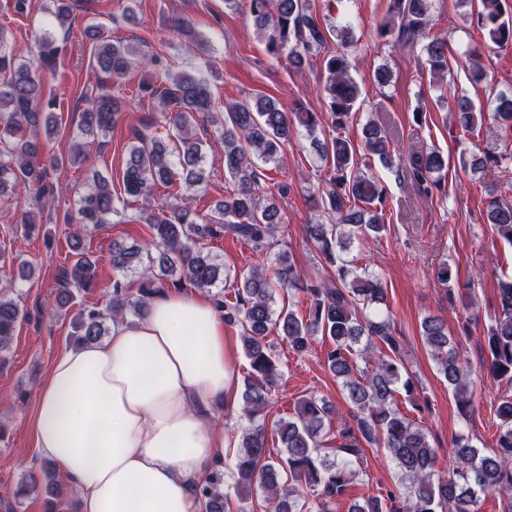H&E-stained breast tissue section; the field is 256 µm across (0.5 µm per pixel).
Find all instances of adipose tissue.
I'll use <instances>...</instances> for the list:
<instances>
[{"label": "adipose tissue", "instance_id": "1", "mask_svg": "<svg viewBox=\"0 0 512 512\" xmlns=\"http://www.w3.org/2000/svg\"><path fill=\"white\" fill-rule=\"evenodd\" d=\"M237 407L223 319L206 294L167 290L54 359L36 453L74 488V512H205L193 489L223 464L231 442L216 416Z\"/></svg>", "mask_w": 512, "mask_h": 512}]
</instances>
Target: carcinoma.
Here are the masks:
<instances>
[{
	"instance_id": "1",
	"label": "carcinoma",
	"mask_w": 512,
	"mask_h": 512,
	"mask_svg": "<svg viewBox=\"0 0 512 512\" xmlns=\"http://www.w3.org/2000/svg\"><path fill=\"white\" fill-rule=\"evenodd\" d=\"M75 0H52L48 29L40 36L38 52L30 61L18 53L0 24V198L13 195L16 184H26L36 199L53 191L49 171L62 160L48 149L58 134L56 98L45 95L42 76L55 74L65 55V42L55 31L68 30ZM249 17L265 44L266 52L285 57L301 71L310 57L323 54L326 111L299 107L288 114L268 96L254 101H236L224 113L212 112L210 80L185 71L168 78L160 88L142 82L139 94L158 101L166 137L154 133L157 121L148 119L132 130V143L123 173V192L143 202L139 221L146 224L150 240L145 246L114 241L110 262L117 276L106 310L82 308L72 319L68 341L91 343L108 334L107 320L140 314L147 303L165 288L198 290L224 286L227 293L214 299L224 321L240 328V340L249 371L241 391L242 430L235 462L230 468L212 469L195 488L206 512H225L228 504L226 477L235 476L234 490L245 499L260 491L273 512H338L363 474L364 445L387 449L398 468V486L385 496L354 500L347 512H479L480 498L488 493L505 496V512H512V397L496 407L498 435L495 447L483 452L472 440L459 435L453 441L456 467L443 475L435 470L437 451L427 433L408 418L396 403L402 389L412 401L416 387L400 355V343L388 314L387 289L382 277L358 266V259L344 256L354 240L381 238L387 231L385 209L388 191L370 173L369 163L357 160L373 156L387 165L396 152L397 133L383 119L368 120L361 130V143L345 135L357 110L360 86L351 76V60L342 49L327 48L336 36L342 48L357 42L354 28L346 24L332 30L313 12L311 0H246ZM477 24L498 47L512 44V19L504 17L500 0H480ZM430 24L428 0H387V9L377 35L398 47H411ZM169 31L185 41L206 47V41L182 17L170 20ZM84 36L91 43V66L95 69L98 94L86 99L80 126L86 137L105 135L117 124L127 99L112 92V84L125 79L138 67L167 68L159 56L142 57L133 46L114 42L100 25H89ZM426 67L442 81L448 74V41L439 34L424 46ZM455 124L468 136L487 130L499 139L512 140V95L501 94L493 124L485 122L482 109L465 94L452 99ZM209 117L224 139V171L235 184L233 194L218 203L213 215L200 218L191 206L158 203L155 186L183 183L200 191L208 185L203 141L192 135L193 122ZM303 127L311 145L328 167V178L310 195L319 212L315 224L303 226L306 240L319 251L332 274L308 278L298 269L293 252L279 246L275 236L284 217L279 200L291 187L276 184L277 193L262 194L257 162L276 161L281 146L291 137L293 126ZM172 141L170 147L166 141ZM495 156L461 159L462 168L482 171ZM448 159L433 148L402 158L401 171L408 174L418 193L426 198L445 196ZM120 198L111 182L98 176L78 201L77 218L69 235L75 260L60 269L58 309L72 307L76 293L96 286V261L84 249L85 235L101 229L119 214ZM487 222L495 233L512 244V201L494 198L488 202ZM236 238L256 252L275 251L271 270L231 269L203 253L202 243L220 236ZM144 269L137 284L126 274ZM453 269L443 261L434 278L453 297L448 284ZM306 295L308 314L291 307L274 308L278 290ZM29 313L0 289V360L6 361L19 322ZM277 334L288 348L302 355L314 337L329 343L324 365L343 389L354 424L343 420L333 425V404L313 394L299 398L292 415L276 423L275 433L282 454L268 452L265 425L273 388L282 377L269 337ZM420 338L448 383L459 412L468 414L473 405V379L459 359L454 338L440 318L426 316ZM488 370L493 378L512 384V282L500 284V307L486 333ZM56 480L55 464L41 465V476H31L14 489V498L27 499L45 482Z\"/></svg>"
}]
</instances>
